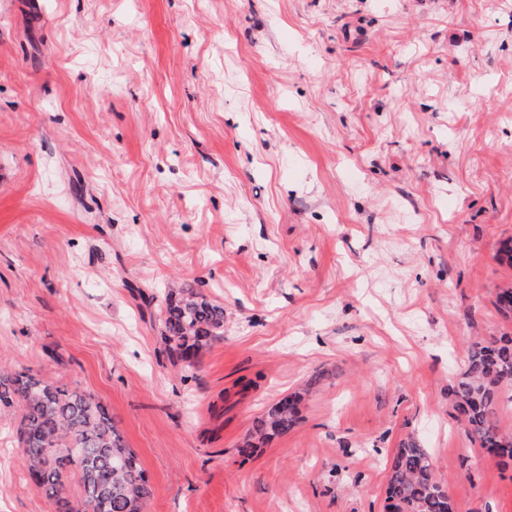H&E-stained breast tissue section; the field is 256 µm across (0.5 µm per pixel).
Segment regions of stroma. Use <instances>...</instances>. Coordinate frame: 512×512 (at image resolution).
Masks as SVG:
<instances>
[{
	"label": "stroma",
	"mask_w": 512,
	"mask_h": 512,
	"mask_svg": "<svg viewBox=\"0 0 512 512\" xmlns=\"http://www.w3.org/2000/svg\"><path fill=\"white\" fill-rule=\"evenodd\" d=\"M509 239L512 0H0V366L109 408L144 512H387L410 437L455 512H512L450 395L512 337ZM184 283L224 306L190 369ZM17 427L0 512H52ZM161 339L173 364L193 368L200 351L224 333V306L191 284L169 293L160 307ZM299 400L300 395L290 394L273 405L257 424L256 437L268 440L287 433L296 424Z\"/></svg>",
	"instance_id": "stroma-1"
}]
</instances>
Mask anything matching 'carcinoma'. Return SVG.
I'll use <instances>...</instances> for the list:
<instances>
[{"instance_id": "1", "label": "carcinoma", "mask_w": 512, "mask_h": 512, "mask_svg": "<svg viewBox=\"0 0 512 512\" xmlns=\"http://www.w3.org/2000/svg\"><path fill=\"white\" fill-rule=\"evenodd\" d=\"M496 306L512 315V286L497 293ZM161 339L173 364L196 365L200 351L224 333V306L186 284L160 307ZM512 387V338L471 344L467 368L452 389L472 442L512 464V434L496 419L500 391ZM300 396L290 394L259 421L255 435L268 440L297 421ZM0 406L21 412L17 429L27 481L43 493L54 512H143L152 496L136 453L128 448L106 405L79 388L55 384L31 369H0ZM78 474L79 492L63 479ZM387 512H455L435 475L428 449L408 438L392 457L386 488Z\"/></svg>"}]
</instances>
